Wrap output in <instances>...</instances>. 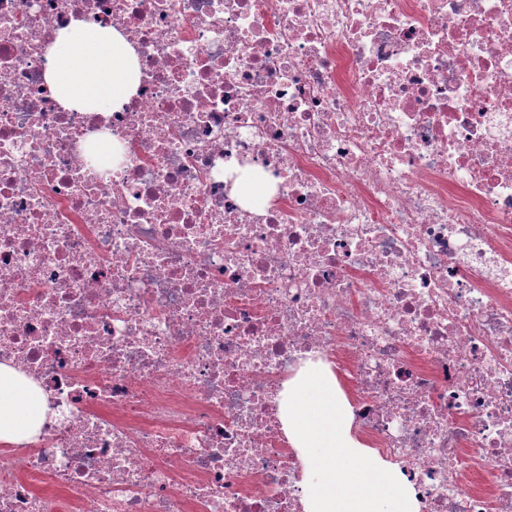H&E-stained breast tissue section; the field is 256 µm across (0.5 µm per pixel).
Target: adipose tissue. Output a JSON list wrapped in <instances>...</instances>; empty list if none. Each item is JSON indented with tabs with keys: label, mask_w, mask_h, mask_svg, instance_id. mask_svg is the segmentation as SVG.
<instances>
[{
	"label": "adipose tissue",
	"mask_w": 512,
	"mask_h": 512,
	"mask_svg": "<svg viewBox=\"0 0 512 512\" xmlns=\"http://www.w3.org/2000/svg\"><path fill=\"white\" fill-rule=\"evenodd\" d=\"M46 82L64 107L105 112L119 106L139 84L133 48L110 27L74 20L59 30L46 54ZM43 391L13 368L0 364V444L20 446L44 419Z\"/></svg>",
	"instance_id": "1"
}]
</instances>
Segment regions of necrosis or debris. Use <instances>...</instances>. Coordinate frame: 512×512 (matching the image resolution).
I'll list each match as a JSON object with an SVG mask.
<instances>
[{"instance_id":"4bbe7bcc","label":"necrosis or debris","mask_w":512,"mask_h":512,"mask_svg":"<svg viewBox=\"0 0 512 512\" xmlns=\"http://www.w3.org/2000/svg\"><path fill=\"white\" fill-rule=\"evenodd\" d=\"M74 19L119 108L49 90ZM310 360L418 512H512V0H0V512H302ZM46 59V82L65 108L107 112L139 84L134 50L112 27L72 20L59 30ZM45 410L43 391L0 364V444L12 447L30 441L42 425Z\"/></svg>"}]
</instances>
